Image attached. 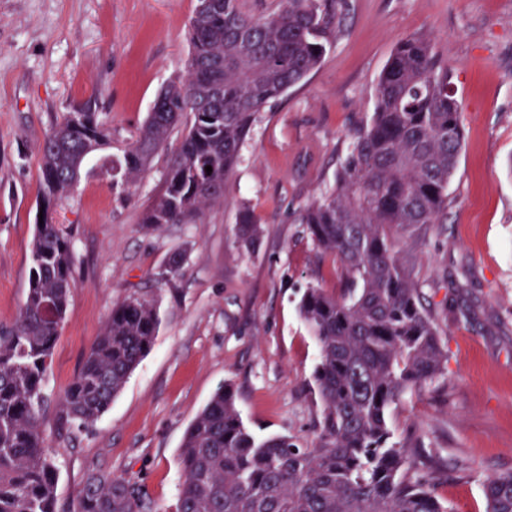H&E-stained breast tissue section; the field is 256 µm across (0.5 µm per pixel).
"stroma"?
<instances>
[{
	"instance_id": "obj_1",
	"label": "stroma",
	"mask_w": 512,
	"mask_h": 512,
	"mask_svg": "<svg viewBox=\"0 0 512 512\" xmlns=\"http://www.w3.org/2000/svg\"><path fill=\"white\" fill-rule=\"evenodd\" d=\"M195 4L0 0V327L15 321L26 296L45 136L87 103L112 137L51 212L71 227L77 259L46 377L61 512H71L92 473L138 481L154 512H175L183 435L228 381L255 437H313L319 346L297 304L309 286L336 293L345 283L298 217L333 187L394 45L413 34L429 37L448 69L464 142L446 220L422 236L413 266L438 316L447 372L406 394L389 425L394 441H417L438 460L436 492L449 512H486V478L512 472V0H349L320 68L258 113L223 201L196 223L150 232L140 216L180 133L125 192L113 191L109 173L163 83L182 73ZM244 205L262 227L252 252L236 240ZM177 252L185 262L173 278L167 264ZM130 297L157 307L152 349L92 426L58 435L56 401L113 306Z\"/></svg>"
}]
</instances>
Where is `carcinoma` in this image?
I'll return each instance as SVG.
<instances>
[{"label": "carcinoma", "mask_w": 512, "mask_h": 512, "mask_svg": "<svg viewBox=\"0 0 512 512\" xmlns=\"http://www.w3.org/2000/svg\"><path fill=\"white\" fill-rule=\"evenodd\" d=\"M347 0H278L256 18L243 0H196L184 72L170 78L122 159L112 189L134 183L181 123L186 133L161 192L141 224H190L224 197L256 114L321 64L341 32ZM369 122L352 135L334 187L300 212L311 240L335 255L346 288H307L301 318L319 345L314 370L321 416L314 439H259L244 426L226 382L187 428L176 512H447L420 474L418 449L392 441L389 411L447 371L436 316L422 303L410 265L421 231L443 223L462 148L461 105L448 69L423 35L400 39L374 92ZM110 143L89 106L64 114L40 149L43 224L31 242L25 301L0 329V512H57V467L46 443L45 377L66 318L76 264L69 227L51 207L69 197L73 173ZM212 172H206V167ZM238 243L261 228L245 206ZM155 305L130 297L112 308L64 393L58 434L105 413L151 350ZM486 512H512V473L486 479ZM74 512H153L137 482L90 475Z\"/></svg>", "instance_id": "carcinoma-1"}]
</instances>
